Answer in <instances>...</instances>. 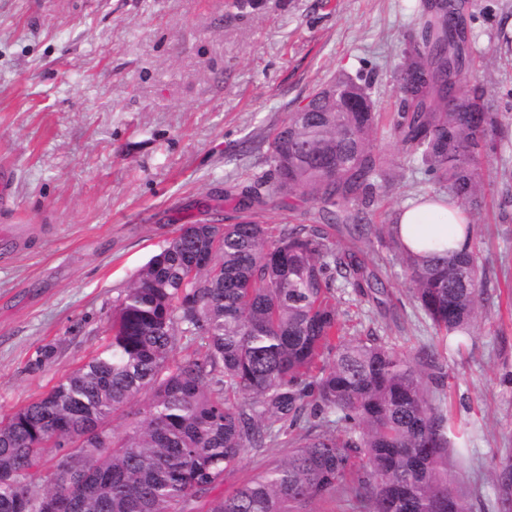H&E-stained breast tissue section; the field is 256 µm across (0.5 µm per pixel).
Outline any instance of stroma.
<instances>
[{
  "instance_id": "35a3bbf8",
  "label": "stroma",
  "mask_w": 512,
  "mask_h": 512,
  "mask_svg": "<svg viewBox=\"0 0 512 512\" xmlns=\"http://www.w3.org/2000/svg\"><path fill=\"white\" fill-rule=\"evenodd\" d=\"M416 0H0V419L37 399L105 344L133 275L179 225L234 215L231 185L262 181L270 224H301L308 203L273 194L274 135L344 75L368 84L375 150L390 181L369 212L388 224L433 193L385 128ZM470 69L492 111L512 113V0H470ZM472 215L484 301L443 395L478 423L460 488L475 512L512 498V120L483 160ZM369 251L392 301L377 307L336 280L348 335L416 356L435 331L401 266ZM53 357L27 365L38 350Z\"/></svg>"
}]
</instances>
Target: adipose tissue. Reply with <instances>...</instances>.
<instances>
[{
	"instance_id": "ef3b65f1",
	"label": "adipose tissue",
	"mask_w": 512,
	"mask_h": 512,
	"mask_svg": "<svg viewBox=\"0 0 512 512\" xmlns=\"http://www.w3.org/2000/svg\"><path fill=\"white\" fill-rule=\"evenodd\" d=\"M395 220L402 243L417 254L422 253L428 241L441 249H459L468 242L467 213L459 208L448 211L428 198L401 208Z\"/></svg>"
}]
</instances>
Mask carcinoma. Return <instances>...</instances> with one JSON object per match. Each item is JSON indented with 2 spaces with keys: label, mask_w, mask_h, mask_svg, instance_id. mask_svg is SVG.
<instances>
[{
  "label": "carcinoma",
  "mask_w": 512,
  "mask_h": 512,
  "mask_svg": "<svg viewBox=\"0 0 512 512\" xmlns=\"http://www.w3.org/2000/svg\"><path fill=\"white\" fill-rule=\"evenodd\" d=\"M389 136L435 194L481 207V160L502 128L468 86L465 0H418ZM272 142L274 192L316 209V224H268L256 185H233L239 215L182 224L120 299L112 336L37 400L0 420V512H474L459 484L468 432L437 403L439 344L462 348L480 308L477 254L418 258L397 224L369 223L384 158L377 115L317 93ZM345 224L340 250L322 224ZM395 250L411 300L439 342L418 357L344 334L334 277L377 302L385 282L360 243ZM197 344L195 351L176 356ZM140 401L120 431L116 414ZM286 448L228 495L213 494L250 450ZM52 457L42 481L38 469Z\"/></svg>",
  "instance_id": "1"
}]
</instances>
